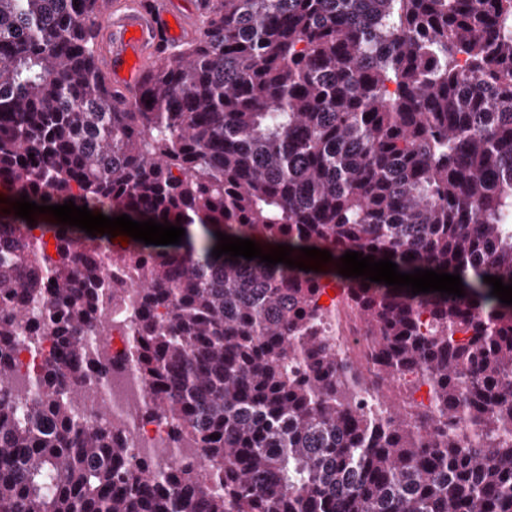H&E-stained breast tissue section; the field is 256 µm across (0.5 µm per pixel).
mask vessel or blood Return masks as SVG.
<instances>
[{"label": "vessel or blood", "mask_w": 512, "mask_h": 512, "mask_svg": "<svg viewBox=\"0 0 512 512\" xmlns=\"http://www.w3.org/2000/svg\"><path fill=\"white\" fill-rule=\"evenodd\" d=\"M114 16L100 26L106 38L101 65L108 86L128 88L138 84L149 67L147 56L160 46H176L184 36L186 18L161 0L147 6H114Z\"/></svg>", "instance_id": "b4317fda"}]
</instances>
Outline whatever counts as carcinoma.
Masks as SVG:
<instances>
[{"mask_svg":"<svg viewBox=\"0 0 512 512\" xmlns=\"http://www.w3.org/2000/svg\"><path fill=\"white\" fill-rule=\"evenodd\" d=\"M111 2L0 0V189L204 235L112 251L136 273L113 286L111 242L0 209V512H512V305L483 281L512 284V0H195L198 36L128 95L98 64ZM34 228L61 242L47 272ZM217 231L465 296L339 281L351 359L322 336V274L215 258ZM124 292L145 406L222 492L78 419ZM26 326L63 351L31 387ZM54 352H56L54 336H40L39 340L32 344L28 333L24 331L23 336L19 338L15 353L17 358V382L28 386L32 375L36 372L43 359Z\"/></svg>","mask_w":512,"mask_h":512,"instance_id":"1","label":"carcinoma"}]
</instances>
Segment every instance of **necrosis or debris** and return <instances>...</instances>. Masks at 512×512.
Masks as SVG:
<instances>
[{
    "instance_id": "necrosis-or-debris-1",
    "label": "necrosis or debris",
    "mask_w": 512,
    "mask_h": 512,
    "mask_svg": "<svg viewBox=\"0 0 512 512\" xmlns=\"http://www.w3.org/2000/svg\"><path fill=\"white\" fill-rule=\"evenodd\" d=\"M326 307L331 310L332 317L324 327L325 336L341 353L360 354L362 347L357 341L354 318L346 310L338 309L335 298H328ZM92 339L101 345L106 359L121 361L123 368L101 378L93 375L78 383L80 397L77 407L86 423L94 425L101 422L119 427L128 448L141 455H162L164 463L199 461L198 449L167 448L171 430L169 422L149 419L138 411L141 404L139 378L134 369L124 364L136 339L134 325L126 310L121 307L109 309ZM55 350L53 336H41L34 343L30 342L28 336H20L16 346L18 383L29 384L43 359Z\"/></svg>"
}]
</instances>
